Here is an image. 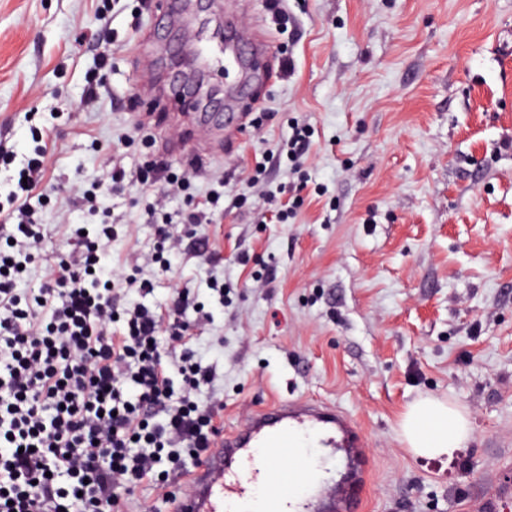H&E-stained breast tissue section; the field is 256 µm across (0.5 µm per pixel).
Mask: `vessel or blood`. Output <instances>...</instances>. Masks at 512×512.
Instances as JSON below:
<instances>
[{
	"label": "vessel or blood",
	"instance_id": "b4317fda",
	"mask_svg": "<svg viewBox=\"0 0 512 512\" xmlns=\"http://www.w3.org/2000/svg\"><path fill=\"white\" fill-rule=\"evenodd\" d=\"M365 440L343 412L309 400L277 401L220 433L190 477L177 512H357L349 484L317 480L299 490L298 470L268 464L267 456L297 457L323 469L335 455H365ZM512 496V478L488 484L472 501L474 512H497Z\"/></svg>",
	"mask_w": 512,
	"mask_h": 512
}]
</instances>
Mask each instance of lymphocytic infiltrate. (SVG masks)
<instances>
[{
	"mask_svg": "<svg viewBox=\"0 0 512 512\" xmlns=\"http://www.w3.org/2000/svg\"><path fill=\"white\" fill-rule=\"evenodd\" d=\"M44 154L37 148L20 169L0 230V512H114L121 493L164 483L161 463L179 468L182 452L201 456L214 444L217 409L195 395L216 370L190 348L186 318L204 308L180 286L153 308L143 302L152 279L104 275L99 259L119 231L96 221L92 189L80 193L89 222L69 227L76 251L49 265L39 287L18 291L45 240L36 218ZM106 177L116 191L135 179L191 187L188 173L155 159L133 174L112 166ZM211 221L189 206L154 222L153 263L169 268L175 224ZM163 334L179 355L162 349Z\"/></svg>",
	"mask_w": 512,
	"mask_h": 512,
	"instance_id": "lymphocytic-infiltrate-1",
	"label": "lymphocytic infiltrate"
}]
</instances>
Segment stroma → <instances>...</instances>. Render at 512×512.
Returning a JSON list of instances; mask_svg holds the SVG:
<instances>
[{
	"mask_svg": "<svg viewBox=\"0 0 512 512\" xmlns=\"http://www.w3.org/2000/svg\"><path fill=\"white\" fill-rule=\"evenodd\" d=\"M155 3L0 0V142L14 156L0 196L46 145L50 263L86 220L69 190L100 184L101 210L125 224L103 266L154 276L147 304L176 283L213 316L187 314L192 347L218 365L197 398L219 404V430L274 400L329 402L367 444L362 512H469L512 468V0H190L184 27L167 30ZM228 23L264 41L273 69L242 94L246 128L200 133L207 90L238 80L204 61ZM297 123L311 141L303 185L286 147ZM149 157L193 165L200 204L224 179L221 212L166 273L143 218L155 188L101 185L112 165ZM425 395L464 410L466 447L405 451L400 419ZM195 466L138 488L124 512H175Z\"/></svg>",
	"mask_w": 512,
	"mask_h": 512,
	"instance_id": "stroma-1",
	"label": "stroma"
}]
</instances>
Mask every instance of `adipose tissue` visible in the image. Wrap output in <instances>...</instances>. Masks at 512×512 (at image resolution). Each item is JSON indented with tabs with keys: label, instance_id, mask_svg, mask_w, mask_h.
Segmentation results:
<instances>
[{
	"label": "adipose tissue",
	"instance_id": "ef3b65f1",
	"mask_svg": "<svg viewBox=\"0 0 512 512\" xmlns=\"http://www.w3.org/2000/svg\"><path fill=\"white\" fill-rule=\"evenodd\" d=\"M472 435L467 416L443 399L423 398L410 404L399 423V436L416 455L437 457L465 447Z\"/></svg>",
	"mask_w": 512,
	"mask_h": 512
}]
</instances>
